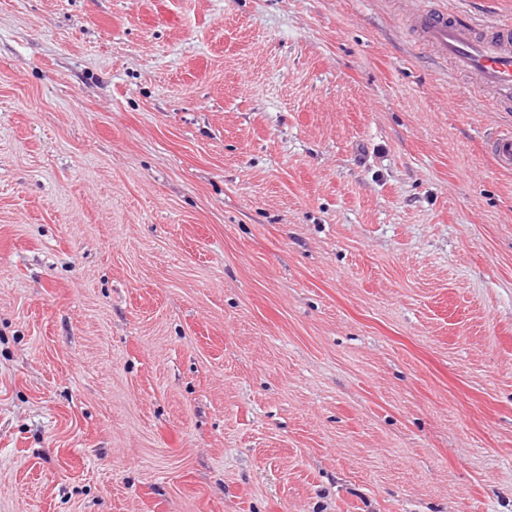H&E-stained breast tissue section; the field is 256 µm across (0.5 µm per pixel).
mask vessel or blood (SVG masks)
<instances>
[{
  "mask_svg": "<svg viewBox=\"0 0 512 512\" xmlns=\"http://www.w3.org/2000/svg\"><path fill=\"white\" fill-rule=\"evenodd\" d=\"M410 16L415 38L437 58L468 74L498 104H512V20L482 26L461 10H445L419 0ZM488 151L496 168L512 170V130L495 132Z\"/></svg>",
  "mask_w": 512,
  "mask_h": 512,
  "instance_id": "b4317fda",
  "label": "vessel or blood"
}]
</instances>
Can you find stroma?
<instances>
[{"instance_id": "35a3bbf8", "label": "stroma", "mask_w": 512, "mask_h": 512, "mask_svg": "<svg viewBox=\"0 0 512 512\" xmlns=\"http://www.w3.org/2000/svg\"><path fill=\"white\" fill-rule=\"evenodd\" d=\"M416 0H0V512H512V127ZM488 151L496 168L512 170V130L495 132L488 142Z\"/></svg>"}]
</instances>
